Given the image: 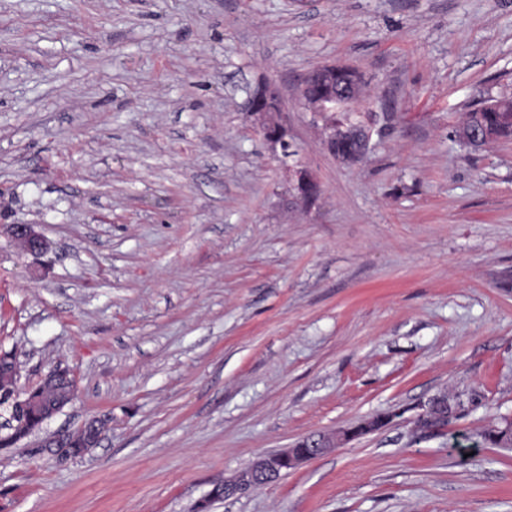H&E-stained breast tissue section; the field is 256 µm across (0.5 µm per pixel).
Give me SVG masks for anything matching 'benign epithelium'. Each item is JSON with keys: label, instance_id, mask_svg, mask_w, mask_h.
Returning a JSON list of instances; mask_svg holds the SVG:
<instances>
[{"label": "benign epithelium", "instance_id": "1", "mask_svg": "<svg viewBox=\"0 0 512 512\" xmlns=\"http://www.w3.org/2000/svg\"><path fill=\"white\" fill-rule=\"evenodd\" d=\"M312 84L311 77H306L303 81L301 97L304 105L321 117L338 108L348 107L359 100V97L352 94V90L361 85V78L358 76L351 78L345 90L326 98H319L312 94ZM249 105L252 112L265 118L261 127L266 138L271 143H278L281 148H286L287 144L282 139L279 126L268 120V117L281 112L280 96L274 85L266 81L260 82L250 96ZM343 138L360 140L362 148L346 153L337 152L336 141ZM370 140L371 129L362 123L352 127L348 122L336 124L332 121H325L324 147L331 156L339 161L353 163L362 159L369 149ZM292 177L300 197L305 200L311 199L315 193V186L307 171L303 168H295L292 170ZM6 234L11 243L34 255L44 254L51 248L50 242L36 229L34 224H8L6 225ZM1 359H8L13 364L14 379L12 385L8 387L11 397L15 403L26 405L30 401V395L25 390H19L17 386L20 368L16 358L3 351L0 353ZM40 386L55 390V396L41 404L45 422L70 405L75 398L76 378L74 373L67 368H56L49 371ZM446 417H448V409L434 398L423 405L422 412L417 417V425L422 429L436 430L438 426L434 424V421ZM393 418L392 414L376 416L366 421L364 427L360 429L346 430L338 439L325 436L314 437L308 447L298 442L292 448L267 455L253 462L241 472L236 481L224 483L220 485V488L224 490L226 497L242 494L249 490H257L277 480L281 471L294 469L301 463L324 454L342 442L379 430ZM104 428V420L93 418L78 429L81 438H73L70 432L57 433L45 439L42 447L50 449L62 460H75L100 444Z\"/></svg>", "mask_w": 512, "mask_h": 512}]
</instances>
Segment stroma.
Returning <instances> with one entry per match:
<instances>
[{"label":"stroma","instance_id":"1","mask_svg":"<svg viewBox=\"0 0 512 512\" xmlns=\"http://www.w3.org/2000/svg\"><path fill=\"white\" fill-rule=\"evenodd\" d=\"M354 68L372 138L343 164L300 103ZM273 82L293 154L246 103ZM512 0H0V350L73 371L43 434L108 414L77 461L0 449V512H194L266 454L386 427L209 512H512ZM306 169L303 201L289 170ZM474 393L434 433L421 406ZM476 443L474 455L458 448ZM496 105L489 108H475L467 114L464 124H473L487 128L495 132L500 139H507L512 137V98H502L495 100ZM459 127L456 131V137L463 139L473 146L482 145L487 141V137H480L467 129L465 125ZM4 226L9 241L28 253L41 255L51 248L50 242L36 229L34 224L17 223ZM484 428L479 437L484 444L497 448L512 447V421L505 420L502 424L491 425Z\"/></svg>","mask_w":512,"mask_h":512}]
</instances>
